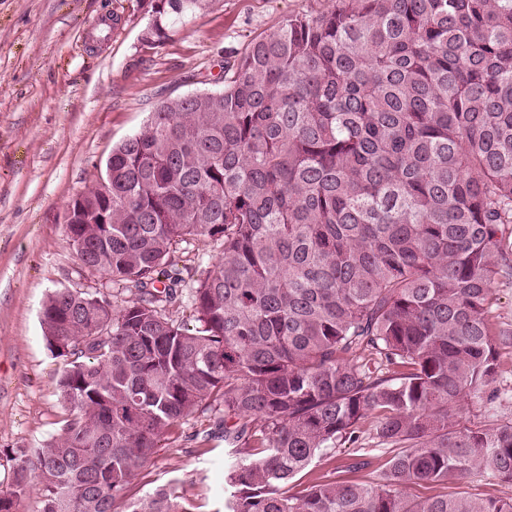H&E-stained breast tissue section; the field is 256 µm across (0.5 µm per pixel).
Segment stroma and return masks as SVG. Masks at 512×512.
<instances>
[{
    "mask_svg": "<svg viewBox=\"0 0 512 512\" xmlns=\"http://www.w3.org/2000/svg\"><path fill=\"white\" fill-rule=\"evenodd\" d=\"M329 0H205L145 45L150 0H0V483L9 451L56 437L68 410L57 380L65 366L43 338L49 294L68 289L113 303L128 291L83 268L65 211L96 187L114 145L137 133L166 98L224 87L226 62L288 16L314 15ZM493 404L470 402L472 422L512 420V343L500 342ZM216 415L172 426L135 473L143 495L178 480L211 512L222 506L223 438Z\"/></svg>",
    "mask_w": 512,
    "mask_h": 512,
    "instance_id": "stroma-1",
    "label": "stroma"
}]
</instances>
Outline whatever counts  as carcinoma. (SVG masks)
Returning a JSON list of instances; mask_svg holds the SVG:
<instances>
[{"label": "carcinoma", "mask_w": 512, "mask_h": 512, "mask_svg": "<svg viewBox=\"0 0 512 512\" xmlns=\"http://www.w3.org/2000/svg\"><path fill=\"white\" fill-rule=\"evenodd\" d=\"M204 0H155L142 41ZM112 238L74 224L81 265L131 293L57 290L42 312L70 411L12 452L0 512H202L174 483L134 498L172 426L224 407V512H512L417 486L512 482L489 314L512 275V0H332L167 99L112 148ZM220 239L191 289L173 245ZM391 449L381 481H290L337 445Z\"/></svg>", "instance_id": "carcinoma-1"}]
</instances>
